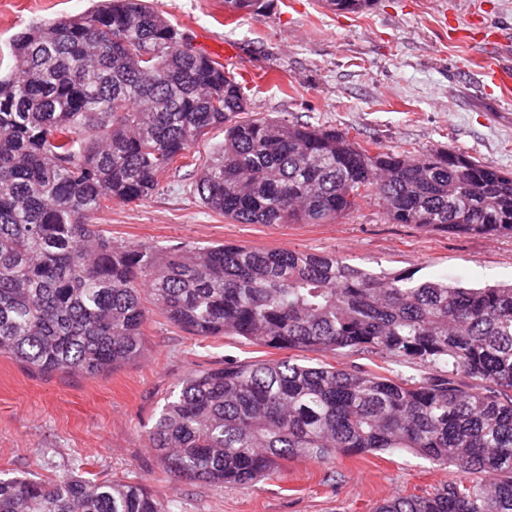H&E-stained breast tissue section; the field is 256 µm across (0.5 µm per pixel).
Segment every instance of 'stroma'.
Listing matches in <instances>:
<instances>
[{
    "label": "stroma",
    "instance_id": "obj_1",
    "mask_svg": "<svg viewBox=\"0 0 512 512\" xmlns=\"http://www.w3.org/2000/svg\"><path fill=\"white\" fill-rule=\"evenodd\" d=\"M97 0H0V71L12 39L36 22L80 15ZM195 50L245 76L249 113L345 132L363 145L415 155L447 149L512 172V89L481 64L512 28V0H372L340 13L322 0H264L260 14H231L224 0H152ZM232 58H225V47ZM194 168L164 172L146 199L112 203L101 229L130 245L231 243L333 254L380 274H448L479 286L512 282V238L452 236L388 221L377 197L328 224H239L192 193ZM136 362L95 378L43 375L0 357V472L45 480L79 475L142 484L170 512H373L396 494H422L457 477L405 451L293 460L254 486L179 482L150 447L165 401L189 373L282 358L238 336L202 339L151 311ZM306 360L356 366L393 379L425 366L359 352H309Z\"/></svg>",
    "mask_w": 512,
    "mask_h": 512
}]
</instances>
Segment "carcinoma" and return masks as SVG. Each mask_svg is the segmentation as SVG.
I'll use <instances>...</instances> for the list:
<instances>
[{"label": "carcinoma", "instance_id": "cac0c4a2", "mask_svg": "<svg viewBox=\"0 0 512 512\" xmlns=\"http://www.w3.org/2000/svg\"><path fill=\"white\" fill-rule=\"evenodd\" d=\"M370 0H325L358 12ZM258 14L261 0H224ZM148 0L29 26L0 74V356L98 377L138 360L153 305L192 336L372 352L432 367L391 379L288 356L195 371L149 440L178 481L249 486L290 458L407 451L460 477L376 512H512V286L378 276L334 255L235 244L161 251L94 224L152 195L210 128L201 203L239 224H324L379 195L388 220L512 237V172L450 150L371 152L265 118L242 83ZM0 512H168L138 483L0 476ZM223 142L224 128H211L196 142L195 146L191 149V155H195L197 164H203L206 160H209L213 150Z\"/></svg>", "mask_w": 512, "mask_h": 512}]
</instances>
